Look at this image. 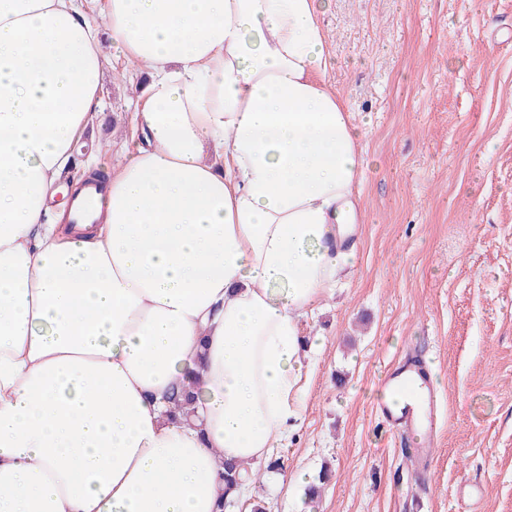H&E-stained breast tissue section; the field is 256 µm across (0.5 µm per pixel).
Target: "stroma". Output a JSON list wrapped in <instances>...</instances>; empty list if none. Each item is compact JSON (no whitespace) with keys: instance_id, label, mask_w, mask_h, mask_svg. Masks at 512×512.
Segmentation results:
<instances>
[{"instance_id":"35a3bbf8","label":"stroma","mask_w":512,"mask_h":512,"mask_svg":"<svg viewBox=\"0 0 512 512\" xmlns=\"http://www.w3.org/2000/svg\"><path fill=\"white\" fill-rule=\"evenodd\" d=\"M329 82L366 126L352 278L314 303L297 432L279 479L229 512H512V0H321ZM102 107L72 184L132 148L146 78L102 40ZM420 356L443 402L428 469L376 414ZM328 471L315 500L291 481ZM483 487L480 497L472 485Z\"/></svg>"}]
</instances>
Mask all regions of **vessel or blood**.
<instances>
[{
    "instance_id": "1",
    "label": "vessel or blood",
    "mask_w": 512,
    "mask_h": 512,
    "mask_svg": "<svg viewBox=\"0 0 512 512\" xmlns=\"http://www.w3.org/2000/svg\"><path fill=\"white\" fill-rule=\"evenodd\" d=\"M84 194L77 205L78 218H86L100 202L98 180L85 182ZM384 384L395 392L399 401L394 405L380 407L379 414L391 429L418 438L420 446L417 457L431 459L432 450L428 443L434 434L438 417L437 392L430 380L419 374L415 364L400 362L390 365L384 372Z\"/></svg>"
}]
</instances>
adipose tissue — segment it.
Listing matches in <instances>:
<instances>
[{
  "label": "adipose tissue",
  "instance_id": "1",
  "mask_svg": "<svg viewBox=\"0 0 512 512\" xmlns=\"http://www.w3.org/2000/svg\"><path fill=\"white\" fill-rule=\"evenodd\" d=\"M0 0V512H216L297 429L300 319L357 249L364 129L317 0ZM141 138L74 224L102 39ZM196 382L190 420L173 385ZM245 480V476L242 475L239 466L235 463H224V496L221 502L218 504V508L221 512H226L225 508L235 499L229 498L227 495L229 491L237 487Z\"/></svg>",
  "mask_w": 512,
  "mask_h": 512
}]
</instances>
